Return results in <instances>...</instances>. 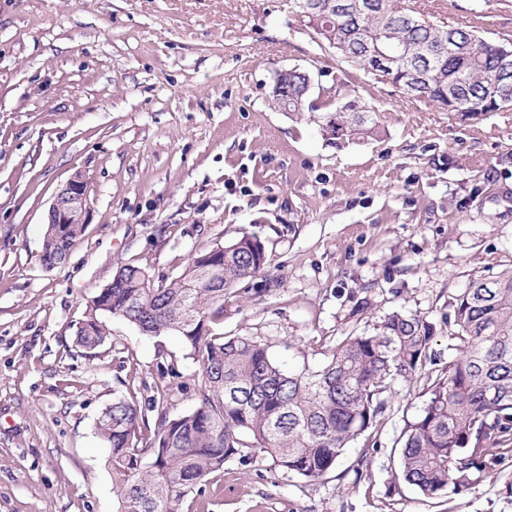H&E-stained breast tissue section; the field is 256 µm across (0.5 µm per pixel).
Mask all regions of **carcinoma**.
Masks as SVG:
<instances>
[{
    "label": "carcinoma",
    "instance_id": "carcinoma-1",
    "mask_svg": "<svg viewBox=\"0 0 512 512\" xmlns=\"http://www.w3.org/2000/svg\"><path fill=\"white\" fill-rule=\"evenodd\" d=\"M289 0L320 48L361 72L368 84L387 81L410 98L436 104L472 123L512 108V39L487 40L469 25L435 22L397 0H358L361 13H303ZM309 72L297 67L275 78L272 100L300 118ZM336 103L316 117L330 123L336 148L382 137L363 97ZM86 225H46L41 260L65 262ZM267 265L264 242L245 234L224 253H198L171 281L144 268L120 266L112 286L92 300L75 344L91 355L110 335L102 317H116L146 336L175 332L199 366L197 405L170 416L171 391L156 387L157 418L146 435L133 397L117 395L96 423L108 448L115 512H185L224 464L261 455L285 474L316 481L384 412L394 385L424 370L431 327L392 310L372 330L344 337L314 369H287L268 345L228 337L213 326L224 317V294ZM453 354L428 386L419 416L403 431L402 479L426 497L458 494L512 458V268L473 277L452 297Z\"/></svg>",
    "mask_w": 512,
    "mask_h": 512
}]
</instances>
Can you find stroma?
<instances>
[{"instance_id": "35a3bbf8", "label": "stroma", "mask_w": 512, "mask_h": 512, "mask_svg": "<svg viewBox=\"0 0 512 512\" xmlns=\"http://www.w3.org/2000/svg\"><path fill=\"white\" fill-rule=\"evenodd\" d=\"M417 2L451 24L483 15L488 39L512 34V0ZM294 66L345 101L361 83L288 0H0V512H114L101 412L132 391L154 423L162 381L171 414L196 404L197 366L177 335L110 317L93 355L75 347L121 265L172 279L196 253L257 234L267 267L225 295L219 329L293 368L317 367L395 309L432 326L445 367L450 298L512 267V111L464 123L377 83L368 100L385 135L336 149L272 106L277 71ZM78 173L89 224L48 268L45 214ZM427 386L396 384L376 427L319 481L233 461L191 512H512V461L448 497L396 480Z\"/></svg>"}]
</instances>
